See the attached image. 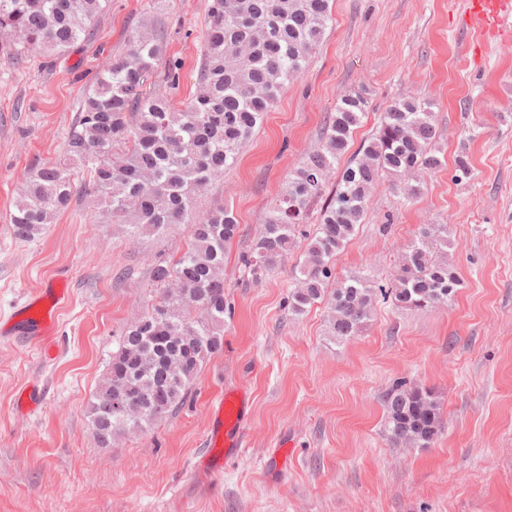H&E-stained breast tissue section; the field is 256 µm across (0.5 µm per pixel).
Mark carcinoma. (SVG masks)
Instances as JSON below:
<instances>
[{"instance_id":"1","label":"carcinoma","mask_w":512,"mask_h":512,"mask_svg":"<svg viewBox=\"0 0 512 512\" xmlns=\"http://www.w3.org/2000/svg\"><path fill=\"white\" fill-rule=\"evenodd\" d=\"M109 0H0V52L38 47L65 55L95 36V18ZM332 21L329 0H211L197 71L198 90L181 106L146 91L160 62L168 28L144 24L129 35L127 52L101 70L86 89L67 139L69 163L33 168L11 216L14 235L31 238L78 194L105 207L103 215L136 237L171 224L189 225L187 250L151 271L158 293L152 310L121 331L106 378L88 404L98 443L121 432H145L175 413L206 358L224 348V252L239 224L227 207L198 215L195 194L236 164L244 144L280 92L306 69ZM359 92L343 95L328 117L322 148L303 158L288 179L250 249L244 273L258 279L288 257L301 234L307 241L301 277L288 290V311L303 314L328 300V336L345 343L370 320L377 298L426 310L448 302L459 279L436 256L443 224H425L407 246L390 287L350 277L330 288L333 259L351 241L373 187L384 177L409 201L420 186L405 174L434 169L433 113L410 95L383 113L374 137L350 157L327 189L326 176L348 152L366 112ZM90 172L75 183L72 165ZM312 234H305L314 207ZM200 314L194 318L192 312ZM385 432L396 446L430 448L442 434L434 392L394 381L381 396Z\"/></svg>"}]
</instances>
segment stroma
<instances>
[{
	"label": "stroma",
	"mask_w": 512,
	"mask_h": 512,
	"mask_svg": "<svg viewBox=\"0 0 512 512\" xmlns=\"http://www.w3.org/2000/svg\"><path fill=\"white\" fill-rule=\"evenodd\" d=\"M210 0H112L96 36L72 53H0V319L66 272L54 353L0 339V512H512V46L483 44L461 0H330L332 20L308 68L289 84L238 164L196 194V211L231 208L241 237L224 262V349L204 363L179 410L145 432L98 444L87 414L118 334L150 309V269L180 256L184 224L130 236L77 198L31 239L10 215L27 171L63 161L86 84L124 54L131 31L160 17L165 60L180 64L172 92L197 91ZM368 100L355 143L370 138L396 100L420 94L435 114L443 164L418 174L402 203L389 182L373 192L337 277L393 283L425 224L448 227L444 251L461 284L448 303L410 310L376 304L346 343L327 334V308L289 313L303 248L255 280L238 255L264 224L288 173L321 145L340 97ZM466 156L471 179H454ZM405 378L436 394L444 431L429 448L392 445L381 395ZM252 396L246 452L210 483L193 462L209 407L226 385ZM44 404L16 409L28 386ZM290 448L265 473L279 438Z\"/></svg>",
	"instance_id": "35a3bbf8"
}]
</instances>
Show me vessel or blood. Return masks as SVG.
I'll return each mask as SVG.
<instances>
[{
    "label": "vessel or blood",
    "mask_w": 512,
    "mask_h": 512,
    "mask_svg": "<svg viewBox=\"0 0 512 512\" xmlns=\"http://www.w3.org/2000/svg\"><path fill=\"white\" fill-rule=\"evenodd\" d=\"M461 14L466 25L477 30L485 43L512 42V0H462ZM62 299L63 291L56 280H48L26 300L24 313H12L0 323V336L39 348L51 344L55 334L53 310ZM250 408L248 392L239 384L225 388L212 402L206 431L210 450L200 457L194 469L200 482L223 474L225 463L244 453Z\"/></svg>",
    "instance_id": "vessel-or-blood-1"
}]
</instances>
